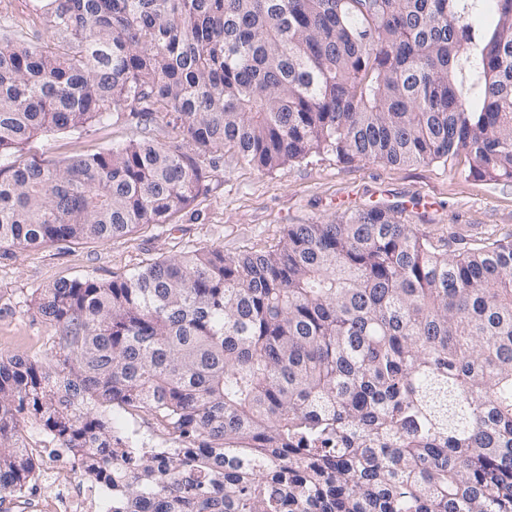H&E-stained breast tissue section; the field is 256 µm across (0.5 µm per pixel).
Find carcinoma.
Masks as SVG:
<instances>
[{"label": "carcinoma", "mask_w": 512, "mask_h": 512, "mask_svg": "<svg viewBox=\"0 0 512 512\" xmlns=\"http://www.w3.org/2000/svg\"><path fill=\"white\" fill-rule=\"evenodd\" d=\"M0 27V251L167 224L203 158L455 165L512 181V0H44ZM161 115L66 161L22 145ZM48 348L0 355V505L29 421L112 512H512V239L464 248L371 207L268 250L203 247L28 304ZM151 415L165 448L112 431ZM37 4L36 0H0V17H10L30 41L43 42V24L39 18L42 15L35 10Z\"/></svg>", "instance_id": "carcinoma-1"}]
</instances>
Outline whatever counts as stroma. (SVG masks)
I'll list each match as a JSON object with an SVG mask.
<instances>
[{"label":"stroma","instance_id":"1","mask_svg":"<svg viewBox=\"0 0 512 512\" xmlns=\"http://www.w3.org/2000/svg\"><path fill=\"white\" fill-rule=\"evenodd\" d=\"M171 137L162 118L145 125L130 116L46 134L31 144L28 154L65 160L132 140L165 143ZM205 168L200 194L171 223L149 225L105 243L57 242L0 254V354L44 346L51 330L25 305L36 289L62 279L108 280L146 262L205 246L231 253L267 249L288 225L327 223L347 209L399 206L404 223L461 246L512 235V182L490 184L440 163H342L321 153L262 172L227 148L209 155ZM35 454L41 476L25 496L12 499L10 512H49L54 490L46 473L73 468L67 449L40 447Z\"/></svg>","mask_w":512,"mask_h":512}]
</instances>
